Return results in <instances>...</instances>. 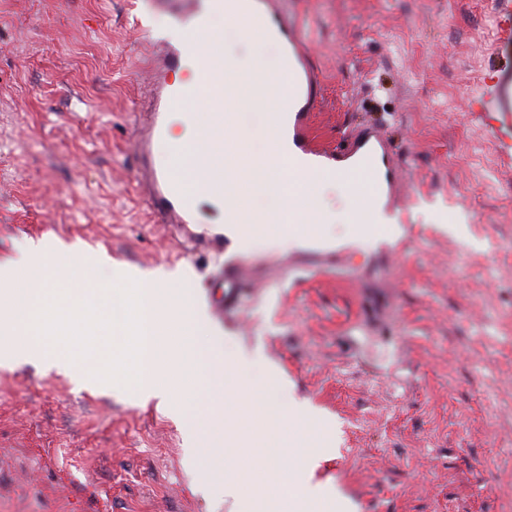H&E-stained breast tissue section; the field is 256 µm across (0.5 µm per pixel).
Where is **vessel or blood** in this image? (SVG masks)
<instances>
[{"label": "vessel or blood", "mask_w": 512, "mask_h": 512, "mask_svg": "<svg viewBox=\"0 0 512 512\" xmlns=\"http://www.w3.org/2000/svg\"><path fill=\"white\" fill-rule=\"evenodd\" d=\"M155 3L168 12L184 33L183 39L162 42L150 97L140 114L135 139L138 180L156 223L183 229L196 224L200 227L193 235L197 242L224 240L223 235L213 236L208 231L209 225L216 223L219 209L204 206L202 201L185 195L169 172L156 169L152 163L153 142L167 132L171 105L184 94L183 88L170 82V73L193 63L209 70L213 79H220L222 75L218 53H203L199 42L193 38L205 25L209 14L222 8L255 24L277 41L283 51L281 78L288 89V108L281 136L289 166L305 179L332 175L344 169L363 174L372 181L377 196L382 199V216L400 218L401 163L394 144L384 133L371 125L356 127L343 133L332 145L324 143L317 134L313 114L319 106V75L300 24L284 14L280 0H155ZM482 109L496 113L501 125H512V65L499 66L495 84ZM247 265V259L237 256L217 269L216 277L225 282L226 288L223 303L213 311L216 318H223L239 304L242 285L248 280Z\"/></svg>", "instance_id": "b4317fda"}]
</instances>
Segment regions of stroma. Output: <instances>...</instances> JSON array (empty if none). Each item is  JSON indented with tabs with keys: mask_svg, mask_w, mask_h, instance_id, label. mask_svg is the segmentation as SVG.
Returning <instances> with one entry per match:
<instances>
[{
	"mask_svg": "<svg viewBox=\"0 0 512 512\" xmlns=\"http://www.w3.org/2000/svg\"><path fill=\"white\" fill-rule=\"evenodd\" d=\"M501 2L283 0L323 79L319 134L379 125L409 221L222 251L154 223L137 189L146 35L181 38L169 16L152 0H0V264L54 239L83 251L52 261L57 280L80 285L105 257L186 273L200 306L246 255L255 294L208 327L278 402L313 410L307 444L275 463L324 453L314 483L357 512H512V131L490 135L479 104L512 61ZM217 478L159 400L33 356L0 365V512H235L201 491Z\"/></svg>",
	"mask_w": 512,
	"mask_h": 512,
	"instance_id": "obj_1",
	"label": "stroma"
}]
</instances>
